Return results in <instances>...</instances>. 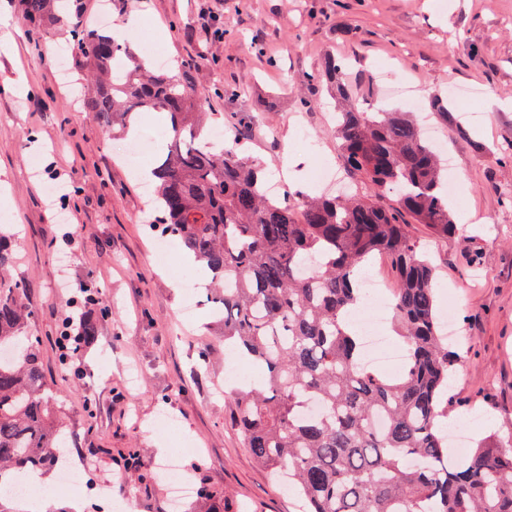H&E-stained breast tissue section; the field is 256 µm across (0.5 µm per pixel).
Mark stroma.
I'll list each match as a JSON object with an SVG mask.
<instances>
[{
  "label": "stroma",
  "instance_id": "1",
  "mask_svg": "<svg viewBox=\"0 0 512 512\" xmlns=\"http://www.w3.org/2000/svg\"><path fill=\"white\" fill-rule=\"evenodd\" d=\"M112 20L129 23L136 51L152 41L170 65L190 64L203 111L249 117L248 154L273 179L286 157L297 158V180L307 187L315 163L338 161L336 101L308 79L326 56L348 62L356 104L405 109L378 79L380 65L412 75L425 101L467 89L449 103L439 133L464 177L451 203L455 218L473 213L478 221L446 239L421 225L415 234L437 266L438 309L456 310L457 364L443 424L467 428L472 440L512 438V162L500 153L512 142V0H114ZM72 43L67 21L38 37L21 0H0V225L16 239L11 274L34 309L46 379L64 393L69 457L88 486L54 495L49 512H98L103 499L131 501L129 512H168L162 467L176 449L183 475L219 493L188 499L183 512H301L230 420L225 374L238 369L236 387L246 390L259 368L230 358L208 309L183 316L185 285L200 276L188 263L164 267L155 251L160 214L142 179L166 149V116L140 114L147 139L140 167H131L111 149L121 134L106 133L83 107L87 71ZM60 49L61 68L53 60ZM231 87L238 95H228ZM469 111L485 113L484 124L470 125ZM47 181L63 184L64 200L48 203ZM471 251L480 256L475 272ZM89 285L105 310L95 340L66 364L56 340ZM131 456L145 467L114 470Z\"/></svg>",
  "mask_w": 512,
  "mask_h": 512
}]
</instances>
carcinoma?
Instances as JSON below:
<instances>
[{
  "mask_svg": "<svg viewBox=\"0 0 512 512\" xmlns=\"http://www.w3.org/2000/svg\"><path fill=\"white\" fill-rule=\"evenodd\" d=\"M74 12L73 32L94 89L84 99L106 129L128 133L142 112H166L170 142L155 166L152 202L165 233L211 273L206 296L224 316V344L259 366L234 392L233 420L255 460L303 501L305 512H512V438L448 455L440 409L454 360L436 309L433 257L413 225L455 234L448 170L412 112L336 107V142L355 176L346 197L300 204L267 192L264 168L236 141L206 146L209 115L187 69L153 70L87 24L86 0H22L38 30ZM348 99L342 62L307 77ZM384 255L396 273L392 311L406 346L396 376L364 365L351 314L362 301L360 268ZM13 240L0 232V486L56 469L65 434L60 395L47 383L31 305L11 276ZM76 350L98 320L82 316ZM316 402L320 411L307 412Z\"/></svg>",
  "mask_w": 512,
  "mask_h": 512,
  "instance_id": "cac0c4a2",
  "label": "carcinoma"
}]
</instances>
